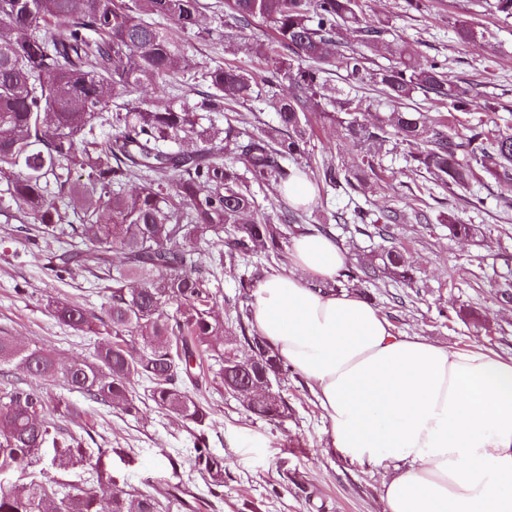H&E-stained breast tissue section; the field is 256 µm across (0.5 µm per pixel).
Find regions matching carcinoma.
Returning <instances> with one entry per match:
<instances>
[{
	"mask_svg": "<svg viewBox=\"0 0 512 512\" xmlns=\"http://www.w3.org/2000/svg\"><path fill=\"white\" fill-rule=\"evenodd\" d=\"M224 16L240 33L255 20L269 23L274 41L269 52L278 67L266 78L273 86L288 80L290 95L274 108L278 127L258 134L227 119L224 140L201 126L202 112H222L228 101L252 97L254 78L235 64L204 66L202 81L210 93L200 107L183 103L152 109L149 85L161 79L179 85L186 60L168 37L163 22L191 30L205 5L201 0H0V182H5L14 217L33 224L44 239L65 235L84 249L57 256V271L99 269L112 251L121 267L108 275V302L96 317L106 333L92 359L59 366L44 347L22 348L0 336V367L15 366L44 379L62 377L70 390L89 401L139 413L131 391L134 381L150 383L157 408L203 425L209 412L187 389L196 354L224 336V323L212 315L214 296L201 269L198 242L223 246L219 261L235 264L258 250L280 256L288 232L300 217L285 211L276 219L256 210L250 187L283 185L296 171L288 162L309 154L313 122L319 118L344 126L359 153L348 166L322 161L313 175L318 188L345 192L370 187L384 146L407 147V162L437 183L471 193L484 172L512 180V132L471 129L448 132L413 108H398L362 118L355 98L323 109L325 66L335 62L354 84L374 82L388 99L404 104L417 92L448 101L452 112L485 110L478 97L449 83L441 66H421L406 46L386 42L387 28L363 24V0H224ZM357 34L359 47L338 51L343 32ZM387 48L395 64L377 71L365 66L367 53ZM142 95L135 104L125 101ZM112 127V136L96 130ZM194 136L204 146L192 153L166 152L165 143ZM239 151L244 170L224 162V146ZM81 171L85 181L73 180ZM135 186L131 192L125 187ZM112 223H98L100 209ZM345 224H373L362 207L339 216ZM342 275L375 280L382 275L410 283L409 264L398 247L381 251ZM47 308L59 322L77 331L90 328L88 312L62 299ZM237 312L240 335L214 350L224 367L252 361L246 381L223 378L227 393L253 414L269 420L288 413L276 389L286 377L270 345L249 331ZM137 340L132 350L128 338ZM77 411L33 389H0V471L39 458L54 429L49 411ZM74 441H53L58 466L74 462ZM151 492L114 490L104 498L93 488L62 491L54 480L14 484L0 489V512H161Z\"/></svg>",
	"mask_w": 512,
	"mask_h": 512,
	"instance_id": "obj_1",
	"label": "carcinoma"
}]
</instances>
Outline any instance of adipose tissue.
Returning <instances> with one entry per match:
<instances>
[{
	"label": "adipose tissue",
	"mask_w": 512,
	"mask_h": 512,
	"mask_svg": "<svg viewBox=\"0 0 512 512\" xmlns=\"http://www.w3.org/2000/svg\"><path fill=\"white\" fill-rule=\"evenodd\" d=\"M293 272L252 292L253 322L315 390L332 444L386 469V512H512V355L398 336L377 308L324 290L347 262L329 236L290 246Z\"/></svg>",
	"instance_id": "adipose-tissue-1"
}]
</instances>
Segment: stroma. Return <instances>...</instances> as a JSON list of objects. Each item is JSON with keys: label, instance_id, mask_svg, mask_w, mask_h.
<instances>
[{"label": "stroma", "instance_id": "1", "mask_svg": "<svg viewBox=\"0 0 512 512\" xmlns=\"http://www.w3.org/2000/svg\"><path fill=\"white\" fill-rule=\"evenodd\" d=\"M481 2L429 0L421 12L407 9L405 0H367L365 7L367 24H385L387 40L408 45L419 63L438 62L449 81L486 103L484 111L461 115L466 128L480 121L512 125V18L487 11ZM463 20L478 21L476 42L460 41L457 28ZM269 32L268 24L258 20L240 35L210 11L197 31L168 29L190 62H230L259 76L272 66L261 54ZM326 78L336 97H358L366 117L393 109L379 87L352 86L341 68ZM309 150L301 166L316 167L327 158L349 163L358 153L344 128L330 121L315 125ZM377 173L373 192L318 193L302 212L300 232H325L354 264L382 245L378 227H344L333 221V213L357 205L377 214L398 211L402 219L389 231L405 251L413 283L356 280L348 291L379 309L396 333L424 336L454 349L478 343L512 354V182L485 178L480 202L469 203L428 174L411 170L400 147L381 155ZM4 208L0 201V335L23 346L51 349L63 364L90 358L98 334L59 323L46 304L62 298L102 314L107 301L103 281L77 269L52 272L54 255L77 250V241L26 239L17 221L4 217ZM419 212L427 214V222L416 220ZM450 216L472 225L473 234L454 236L446 222ZM291 269L286 254L278 260L257 254L251 264L217 269L210 281L215 317L227 332H237L233 316L243 304L241 279ZM218 370L206 355L194 370L197 383L191 392L210 412L209 421L198 426L146 399L137 415H127L69 392L61 378L37 379L9 368L7 378L17 386L76 406V414L54 411L50 417L62 432L80 439L81 458L63 469L47 447L34 466L1 471L0 485L55 479L94 488L102 470L116 489L175 492L178 500L169 512H383L382 483L389 472L332 447L329 423L303 377L289 371L281 383L288 414L271 421L226 394ZM210 459L224 466L221 482L206 471Z\"/></svg>", "mask_w": 512, "mask_h": 512}]
</instances>
